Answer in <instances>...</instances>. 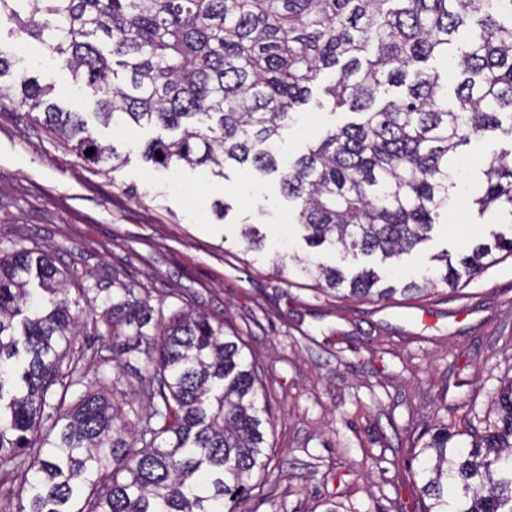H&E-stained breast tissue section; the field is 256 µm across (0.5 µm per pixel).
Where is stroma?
Returning a JSON list of instances; mask_svg holds the SVG:
<instances>
[{
  "mask_svg": "<svg viewBox=\"0 0 512 512\" xmlns=\"http://www.w3.org/2000/svg\"><path fill=\"white\" fill-rule=\"evenodd\" d=\"M23 48L41 83L63 108L92 114L84 90L63 79L56 55L0 24V50ZM335 78L323 71L286 135L289 155L334 124L356 120L323 106ZM116 146L113 167L80 159L67 143L0 98V249L38 244L58 267L111 287L120 279L149 289L165 313L191 307L223 319L254 360L271 416L265 425L272 470L254 477L232 512H398L416 487L418 454L434 428L457 443L492 427L496 401L512 382V256L457 290L437 285L419 297H346L302 277L297 262L315 256L345 270L378 266L393 284L408 282L434 256L459 258L494 234H512L498 212L478 215L490 158L512 153V137L472 136L457 164L459 186L430 240L393 264L335 248L311 251L292 220L294 205L276 173L164 169L141 151L156 127L95 125ZM225 202V217L214 211ZM265 246L248 248L243 225Z\"/></svg>",
  "mask_w": 512,
  "mask_h": 512,
  "instance_id": "stroma-1",
  "label": "stroma"
}]
</instances>
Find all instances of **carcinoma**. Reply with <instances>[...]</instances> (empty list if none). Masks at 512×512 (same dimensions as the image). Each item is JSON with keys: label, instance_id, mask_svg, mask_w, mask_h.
<instances>
[{"label": "carcinoma", "instance_id": "carcinoma-1", "mask_svg": "<svg viewBox=\"0 0 512 512\" xmlns=\"http://www.w3.org/2000/svg\"><path fill=\"white\" fill-rule=\"evenodd\" d=\"M1 20L61 58L102 124L174 133L148 141L145 161L208 167L221 178L231 166L281 171L313 249L400 259L430 238L456 188L453 159L471 136H512V0H0ZM468 28L450 103L446 78L423 63ZM15 65L0 53V78L14 74L0 93L81 158H110L117 169V148L97 141L84 113L61 108L52 86ZM336 68L324 95L361 119L327 130L279 168L283 131L320 73ZM410 71L407 94L374 107ZM506 157L486 163L473 200L480 215L512 218ZM496 252L512 255V237L496 234L456 265L441 254L401 292L453 288ZM301 271L355 297L396 292L379 287L372 268L348 276L308 260ZM82 299L101 310L92 323L113 368L145 362L141 409L77 345L73 308ZM257 383L222 319L191 310L166 317L148 289L117 279L93 290L42 249L0 255V464L16 461L17 512H224V499L239 498L271 464ZM78 387L85 391L66 405ZM498 406V424L467 447L446 427L430 436L413 512H512V384Z\"/></svg>", "mask_w": 512, "mask_h": 512}]
</instances>
